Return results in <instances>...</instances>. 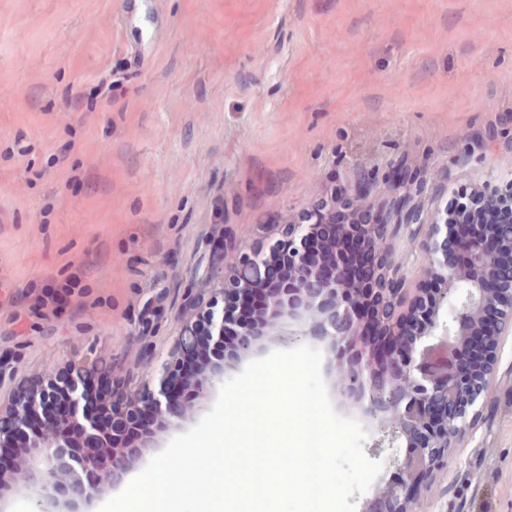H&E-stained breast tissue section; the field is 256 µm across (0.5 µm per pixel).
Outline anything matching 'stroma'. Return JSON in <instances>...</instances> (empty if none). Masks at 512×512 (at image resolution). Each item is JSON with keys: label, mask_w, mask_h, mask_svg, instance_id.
<instances>
[{"label": "stroma", "mask_w": 512, "mask_h": 512, "mask_svg": "<svg viewBox=\"0 0 512 512\" xmlns=\"http://www.w3.org/2000/svg\"><path fill=\"white\" fill-rule=\"evenodd\" d=\"M146 52L122 0H0V396L90 354L145 386L170 350L156 274L188 279L206 242L255 246L331 180L398 160L447 187L512 177V0H155ZM497 120L485 158L469 136ZM95 262L85 312L44 320V286ZM461 447L420 512H512V335ZM170 287V280L165 278L155 279V288H153V291L156 292L149 297L143 305L138 332L135 336L143 338L156 327L162 315V309L158 306V303L162 300L163 296L169 293Z\"/></svg>", "instance_id": "35a3bbf8"}]
</instances>
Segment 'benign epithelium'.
<instances>
[{
	"mask_svg": "<svg viewBox=\"0 0 512 512\" xmlns=\"http://www.w3.org/2000/svg\"><path fill=\"white\" fill-rule=\"evenodd\" d=\"M427 177L399 163L381 174L344 183L353 208L378 206L364 225L366 246L355 225L336 223V200L323 199L305 220L287 224L265 246L241 254L224 271L225 237L209 241V264L196 269L181 292L184 323L173 350L161 362L154 388H126L122 423L147 409L157 416L156 432L126 444L120 425L107 433L86 407V376L96 361L68 363L63 396L19 385L0 413V447L21 440L19 477L0 478V512L14 501L31 512H93L102 489L127 485L159 433L179 426L193 404L176 403L177 389L191 398L215 394L243 363L271 342L323 343L336 411L357 418L387 444L386 466L394 475L375 484L359 512H414L424 487L471 429L470 413L493 382L499 340L512 334V223L473 224L476 215L512 208V181L491 195L445 191L430 206L421 196ZM460 259L448 261V241ZM410 243L425 262L407 282L395 262L396 244ZM361 248L362 273L345 265V252ZM288 251V279L266 287L274 257ZM224 272V288L252 303L251 319L226 342L229 325L218 309L221 289L208 283ZM171 281L155 279V294L142 308L137 336L158 324V303ZM207 323L214 342L210 363L193 358L197 325ZM62 401L63 418L43 427V408Z\"/></svg>",
	"mask_w": 512,
	"mask_h": 512,
	"instance_id": "obj_1",
	"label": "benign epithelium"
}]
</instances>
